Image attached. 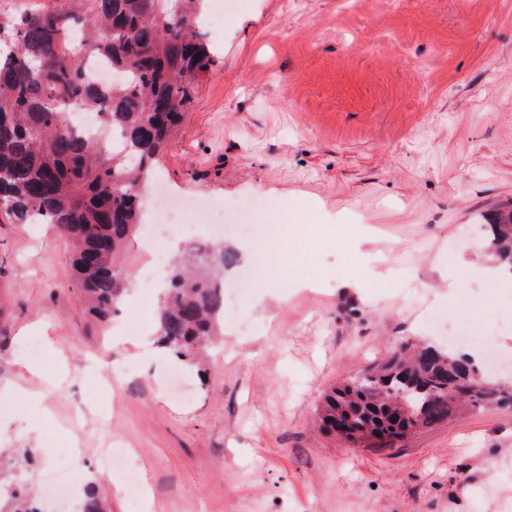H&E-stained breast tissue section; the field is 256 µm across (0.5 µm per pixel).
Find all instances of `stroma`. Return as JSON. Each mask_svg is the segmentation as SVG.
Wrapping results in <instances>:
<instances>
[{
  "label": "stroma",
  "instance_id": "1",
  "mask_svg": "<svg viewBox=\"0 0 512 512\" xmlns=\"http://www.w3.org/2000/svg\"><path fill=\"white\" fill-rule=\"evenodd\" d=\"M201 33L216 65L157 175L218 204L264 197L288 244L278 285L254 279L201 373L91 317L68 237L0 213V448L30 449L35 492L55 466L110 512H129L122 468L98 463L110 444L144 512H512V409L374 446L315 425L325 391L395 347L445 346L425 311L512 354V302L470 266L512 201V0H255ZM303 224L344 233L312 247ZM359 259L388 291L355 284ZM47 339L68 375L43 389L22 348ZM107 351L133 367L116 392L85 366Z\"/></svg>",
  "mask_w": 512,
  "mask_h": 512
}]
</instances>
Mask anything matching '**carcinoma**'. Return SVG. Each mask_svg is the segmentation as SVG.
<instances>
[{
	"label": "carcinoma",
	"mask_w": 512,
	"mask_h": 512,
	"mask_svg": "<svg viewBox=\"0 0 512 512\" xmlns=\"http://www.w3.org/2000/svg\"><path fill=\"white\" fill-rule=\"evenodd\" d=\"M209 0H68L59 10L0 12V213L20 224H53L72 242L73 284L89 312L108 321L128 294L116 262L142 223L143 190L158 156L189 112L195 84L215 65L196 32ZM112 65L103 93L85 59ZM93 110L106 139L67 127ZM487 248L512 273V208L488 217ZM235 256L224 247L191 252L173 268L158 310L157 342L194 366L223 333L224 297L214 279ZM479 381L469 358L431 345H403L323 398L327 434L354 443L393 441L453 415L512 407V389ZM0 512H41L27 469L0 454ZM78 512H106L90 487Z\"/></svg>",
	"instance_id": "carcinoma-1"
}]
</instances>
